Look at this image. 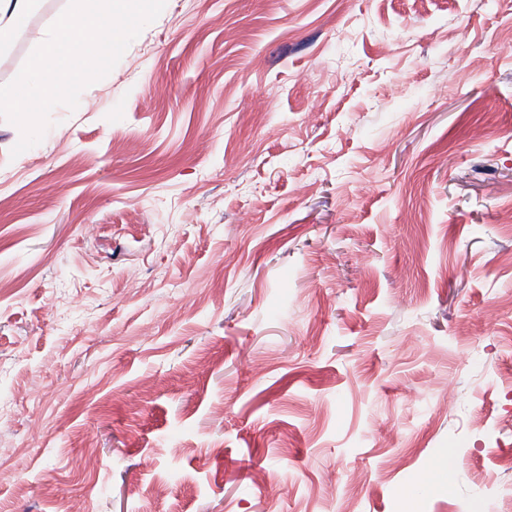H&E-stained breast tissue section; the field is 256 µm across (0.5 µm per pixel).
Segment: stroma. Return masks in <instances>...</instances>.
<instances>
[{
    "label": "stroma",
    "instance_id": "35a3bbf8",
    "mask_svg": "<svg viewBox=\"0 0 512 512\" xmlns=\"http://www.w3.org/2000/svg\"><path fill=\"white\" fill-rule=\"evenodd\" d=\"M51 117L0 119V512H486L512 0H167Z\"/></svg>",
    "mask_w": 512,
    "mask_h": 512
}]
</instances>
